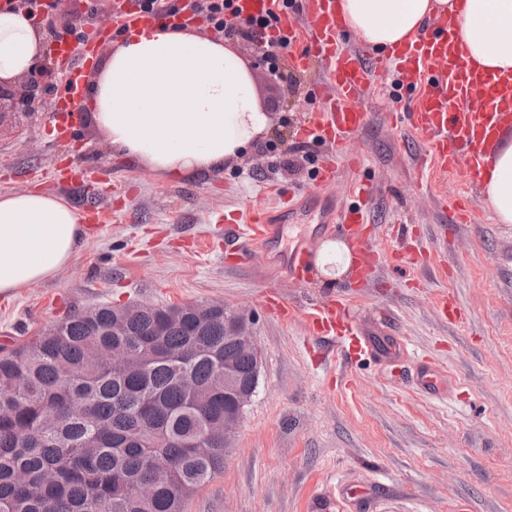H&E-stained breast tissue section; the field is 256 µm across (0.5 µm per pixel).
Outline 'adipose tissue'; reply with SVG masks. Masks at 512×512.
I'll return each instance as SVG.
<instances>
[{"label":"adipose tissue","mask_w":512,"mask_h":512,"mask_svg":"<svg viewBox=\"0 0 512 512\" xmlns=\"http://www.w3.org/2000/svg\"><path fill=\"white\" fill-rule=\"evenodd\" d=\"M347 29L390 51L417 40L430 21L458 20L464 58L486 73L512 71V0H336ZM27 12L0 11V79L33 70L42 57ZM85 104L107 147L167 177L209 175L271 130L250 65L223 40L160 23L130 29L110 45ZM482 200L512 224V141L488 158ZM84 227L63 197L40 190L0 194V294L41 282L78 255Z\"/></svg>","instance_id":"ef3b65f1"}]
</instances>
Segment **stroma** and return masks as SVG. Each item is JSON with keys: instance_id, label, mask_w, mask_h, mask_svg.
<instances>
[{"instance_id": "35a3bbf8", "label": "stroma", "mask_w": 512, "mask_h": 512, "mask_svg": "<svg viewBox=\"0 0 512 512\" xmlns=\"http://www.w3.org/2000/svg\"><path fill=\"white\" fill-rule=\"evenodd\" d=\"M105 6L63 0L45 47L70 28L96 29L93 13ZM235 46L254 68L273 125L223 174L155 176L105 146L86 111L64 151L51 139L52 115L25 129L0 125V194L36 188L81 209L85 184L112 185L100 200L112 220L87 222L78 259L52 279L0 295V346L25 343L100 304H221L252 320L260 381L234 451L186 512H512V224L497 223L480 202L473 223H450L455 181L417 184L423 146L389 118L401 98L394 73L367 100L372 121L355 143L358 173L344 170L334 186H317L328 150L302 136L318 106L313 75H296L286 63L271 75L254 42ZM74 174L83 186H69ZM354 178L375 187L374 224L409 226L406 240L385 241L400 252L401 266L331 286L314 270L304 284L281 291L301 305L347 296L367 335L402 337L406 356L398 368L323 361L301 321H281L267 306L281 255L302 236L321 245L329 204H349ZM269 185L298 200L294 210L270 212L282 233L268 253L225 263V219ZM444 293L459 304L460 321L438 315ZM430 362L456 377L454 395L406 382L416 364Z\"/></svg>"}]
</instances>
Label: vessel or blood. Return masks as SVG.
Here are the masks:
<instances>
[{"mask_svg":"<svg viewBox=\"0 0 512 512\" xmlns=\"http://www.w3.org/2000/svg\"><path fill=\"white\" fill-rule=\"evenodd\" d=\"M121 16L132 28H148L163 22V15L136 9L134 0H120ZM455 18H437L418 41L397 48L390 55L367 58L350 45L351 37L335 9V0H303L301 14L281 10L272 30L275 38L289 44L288 63L297 72L319 68L321 78L316 94L321 101L313 119L303 130L305 138L331 143L336 162L322 169L318 182L331 184L338 161L357 168L360 158L348 146L370 124L365 100L378 80L397 71L409 101L405 112L393 113L394 122L417 134L427 158L441 172L468 189L480 186L481 174L501 132L512 129V75L492 77L468 64L454 36ZM107 30H99L97 41H62L57 63L67 76L64 93L54 99L51 110L58 116L56 139L68 145L78 122L73 108L82 96L83 72L91 63L98 41ZM371 188L355 186V202L344 212L339 224H326L328 232L345 238L352 267L363 276L385 258L377 244L366 207ZM247 224H228V261H236L256 249H266L278 234L279 225L270 221L267 209L253 204ZM312 265V243L299 240L281 260L285 279L306 281ZM309 332L325 341V355L345 361L373 356L396 364L405 352L396 336L375 340L363 335L345 300L336 299L310 305L306 313Z\"/></svg>","mask_w":512,"mask_h":512,"instance_id":"vessel-or-blood-1","label":"vessel or blood"}]
</instances>
